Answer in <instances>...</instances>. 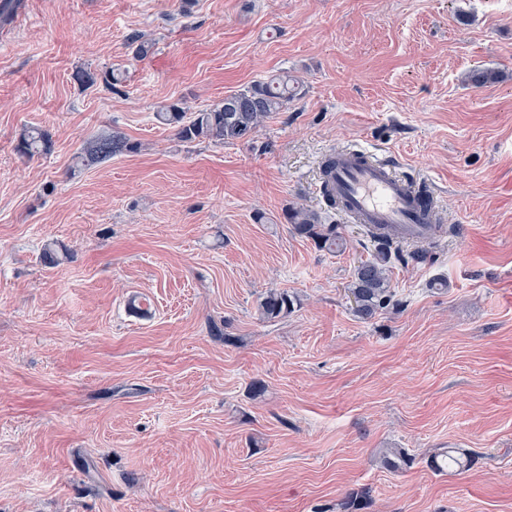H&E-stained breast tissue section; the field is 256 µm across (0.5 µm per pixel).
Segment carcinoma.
<instances>
[{
    "instance_id": "carcinoma-1",
    "label": "carcinoma",
    "mask_w": 512,
    "mask_h": 512,
    "mask_svg": "<svg viewBox=\"0 0 512 512\" xmlns=\"http://www.w3.org/2000/svg\"><path fill=\"white\" fill-rule=\"evenodd\" d=\"M298 89L294 80L284 73L228 93L209 108L188 113L172 103L157 113V116L168 124H179V135L184 141L211 140L222 143L245 139L256 133L265 120L296 96ZM51 148V137L42 129L32 127L20 137L19 151L28 157L47 154ZM133 149L134 145L124 135L115 132L94 143L88 161L103 162ZM284 219L295 234L314 241L322 250L334 253L343 250L346 245L339 225L324 223L316 212L290 207L285 211ZM373 239L374 254L355 267L350 288L356 303L354 313L364 321L374 318L396 303L388 277L392 261L419 264L427 260L425 249L403 251L398 248L396 241L385 234H375ZM292 306L293 301L288 292L270 290L260 301L258 314L262 320L274 322L288 316ZM413 462L414 458L404 448H386L382 451V465L387 469L399 470ZM429 465L438 472L460 471L468 466V461L450 449L432 458Z\"/></svg>"
}]
</instances>
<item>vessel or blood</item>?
Here are the masks:
<instances>
[{
    "mask_svg": "<svg viewBox=\"0 0 512 512\" xmlns=\"http://www.w3.org/2000/svg\"><path fill=\"white\" fill-rule=\"evenodd\" d=\"M334 160L326 176L327 189L352 222L392 229L400 243L428 241L438 206L424 204L390 160L360 148L338 151Z\"/></svg>",
    "mask_w": 512,
    "mask_h": 512,
    "instance_id": "1",
    "label": "vessel or blood"
}]
</instances>
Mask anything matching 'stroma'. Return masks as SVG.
<instances>
[{"mask_svg":"<svg viewBox=\"0 0 512 512\" xmlns=\"http://www.w3.org/2000/svg\"><path fill=\"white\" fill-rule=\"evenodd\" d=\"M24 3L0 35V512H512V0ZM282 72L301 93L250 138L156 118ZM30 127L50 153L18 151ZM115 132L134 152L86 162ZM349 147L443 207L369 321L348 286L374 244L319 193ZM272 289L293 307L267 322ZM446 448L469 467L433 471ZM287 224H291L295 234L311 239L319 249L329 252L342 251L346 240L337 224H325L322 217L313 211L288 207L284 213ZM293 301L287 291L269 290L258 305V314L264 321L274 322L291 312Z\"/></svg>","mask_w":512,"mask_h":512,"instance_id":"stroma-1","label":"stroma"}]
</instances>
